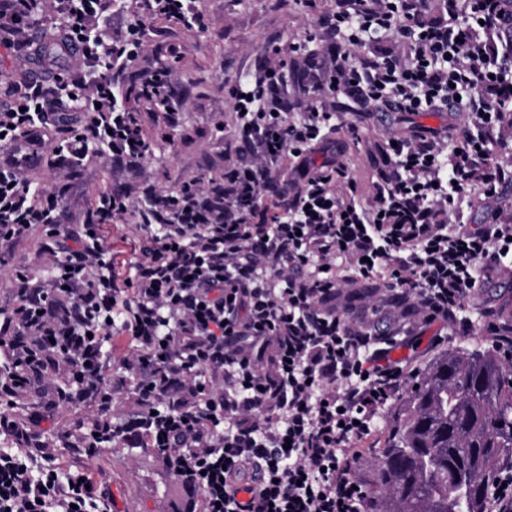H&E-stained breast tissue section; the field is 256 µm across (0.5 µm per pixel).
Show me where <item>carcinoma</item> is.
<instances>
[{"instance_id": "obj_1", "label": "carcinoma", "mask_w": 512, "mask_h": 512, "mask_svg": "<svg viewBox=\"0 0 512 512\" xmlns=\"http://www.w3.org/2000/svg\"><path fill=\"white\" fill-rule=\"evenodd\" d=\"M412 385L373 449L365 512H491L490 479L512 469V347L450 351Z\"/></svg>"}]
</instances>
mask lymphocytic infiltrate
Instances as JSON below:
<instances>
[{
  "label": "lymphocytic infiltrate",
  "instance_id": "obj_1",
  "mask_svg": "<svg viewBox=\"0 0 512 512\" xmlns=\"http://www.w3.org/2000/svg\"><path fill=\"white\" fill-rule=\"evenodd\" d=\"M106 9V0H0V48L27 70L34 28L54 17L80 92L73 157L104 144L135 164L148 147L113 75L145 52L152 18H201L193 0H143L116 39L100 26ZM323 22L339 40L331 79L310 86L300 112L277 61L236 82L233 135L251 164L219 184L145 189L149 243L122 263L101 228L127 213L125 201L99 203L72 234L31 189L44 154L62 152L59 78L0 98V243L46 226L59 255L48 286L17 271L0 308V512H112L86 468L59 466L40 430L20 434L7 416L26 390L54 381L62 401L94 408L90 430L102 439L79 455L145 441L200 495L201 512H364L361 447L419 368L392 357L395 335L354 323L338 299L350 276L386 278L397 329L468 332L463 309L482 265L512 252V224L464 222L471 191L512 185V165L490 160L512 109V0H336ZM328 91L352 108L467 121L450 142L397 140L367 207L344 167L307 160L334 128ZM288 160L302 185L284 201L272 188ZM115 335L128 353L113 369L105 344ZM127 389L139 406L129 418L119 409ZM22 436L27 447H15Z\"/></svg>",
  "mask_w": 512,
  "mask_h": 512
}]
</instances>
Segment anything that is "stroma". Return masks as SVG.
<instances>
[{
    "label": "stroma",
    "instance_id": "35a3bbf8",
    "mask_svg": "<svg viewBox=\"0 0 512 512\" xmlns=\"http://www.w3.org/2000/svg\"><path fill=\"white\" fill-rule=\"evenodd\" d=\"M335 0H317L310 9L302 0H194L202 27H189L165 18L152 19L144 32L146 52L115 79L124 88L130 75L149 79L166 74L170 97L180 112L178 126H168L163 107L131 98L127 107L136 112L150 143L145 160L136 165H116L111 151L94 147L80 161L65 162L45 155L35 171L38 192L57 195L58 223L61 230L77 232L86 224L100 196L121 192L130 205L122 221L103 229L121 250L131 252L143 236L138 208L151 187L171 190L184 181L200 178L222 180L225 166L249 163L250 154L232 133L235 115L230 87L243 76L258 73L272 57H279L291 103L304 101L302 84L325 76L332 65L336 46L333 33L319 22L331 12ZM315 31L310 48L312 64L303 55L284 53L288 39H304ZM464 118L452 112L429 116L414 115L412 123L398 125L392 119L378 120L375 113L340 107L333 135L311 151L319 162L329 161L346 168L356 183L363 205H371L374 184L384 166V152L390 137L445 138L461 126ZM56 255L45 228L39 227L13 244L0 247V298H8L17 285L15 272L27 268L41 278L48 277ZM485 286L465 307L471 322L466 335L446 337L440 348H433V329L416 333L400 342L398 355L416 358L421 369H428L440 352L461 345L476 347L491 341V325H502L512 313V258H504L484 279ZM55 388L30 392L17 400L10 414L20 426H27L38 414V402L54 399V423L47 439L56 441L59 465L84 464L111 491L119 502L136 512H171L182 507L188 497L149 448L118 445L83 460L64 444L59 433L73 429L77 422L92 423V407L72 406L56 401Z\"/></svg>",
    "mask_w": 512,
    "mask_h": 512
}]
</instances>
